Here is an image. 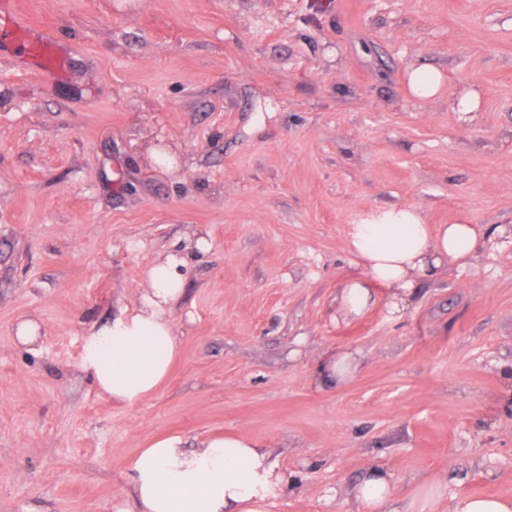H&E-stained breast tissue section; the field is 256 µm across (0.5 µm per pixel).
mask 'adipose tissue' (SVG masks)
<instances>
[{
	"label": "adipose tissue",
	"mask_w": 512,
	"mask_h": 512,
	"mask_svg": "<svg viewBox=\"0 0 512 512\" xmlns=\"http://www.w3.org/2000/svg\"><path fill=\"white\" fill-rule=\"evenodd\" d=\"M479 238L470 224L431 230L414 206L377 210L351 228L347 246L363 274L346 279L336 300L346 314L361 315L372 301L369 285L375 282L392 291L389 314L402 313L418 279L474 260ZM180 266L173 254L155 264L139 301L84 337L82 367L113 404L133 407L150 398L179 355L171 313L183 293ZM126 467L135 498L125 512H267L288 482L268 452L243 434L211 435L192 450L180 435L162 436ZM389 494L386 471L370 467L354 490L357 512H379Z\"/></svg>",
	"instance_id": "obj_1"
}]
</instances>
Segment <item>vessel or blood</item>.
Returning a JSON list of instances; mask_svg holds the SVG:
<instances>
[{"label": "vessel or blood", "instance_id": "vessel-or-blood-1", "mask_svg": "<svg viewBox=\"0 0 512 512\" xmlns=\"http://www.w3.org/2000/svg\"><path fill=\"white\" fill-rule=\"evenodd\" d=\"M0 56L27 62L45 78L64 75L68 47L60 36L32 24L17 0H0Z\"/></svg>", "mask_w": 512, "mask_h": 512}]
</instances>
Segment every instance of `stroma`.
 I'll return each instance as SVG.
<instances>
[{"label": "stroma", "mask_w": 512, "mask_h": 512, "mask_svg": "<svg viewBox=\"0 0 512 512\" xmlns=\"http://www.w3.org/2000/svg\"><path fill=\"white\" fill-rule=\"evenodd\" d=\"M18 2L73 50L52 84L0 60V512H119L127 460L168 433L268 449L269 512H349L373 464L381 512L437 482L432 512L512 498V0ZM420 65L433 99L408 90ZM391 206L476 225L479 257L401 317L375 283L343 317L351 227ZM172 253L180 356L111 404L84 332ZM329 354L352 379L320 382ZM443 74L432 67H419L408 74V86L414 97L431 99L437 96L442 89Z\"/></svg>", "instance_id": "35a3bbf8"}]
</instances>
